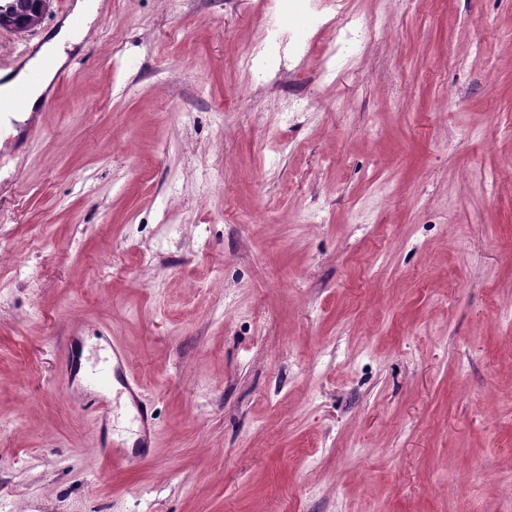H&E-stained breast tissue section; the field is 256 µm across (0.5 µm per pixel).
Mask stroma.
Wrapping results in <instances>:
<instances>
[{
    "label": "stroma",
    "instance_id": "obj_1",
    "mask_svg": "<svg viewBox=\"0 0 512 512\" xmlns=\"http://www.w3.org/2000/svg\"><path fill=\"white\" fill-rule=\"evenodd\" d=\"M0 29V74L72 16ZM112 0L0 165V512H512V0ZM155 410L114 476L65 367ZM344 0H268V20L261 41L249 46L243 52V62L248 68L265 70L275 66L278 70L285 60V53L298 54L310 46V32L321 29V17L326 11L335 12L336 29L334 36L327 39L323 48L322 75L332 78L336 74V51L340 42L349 40H368L376 35V24H369L358 16L346 12ZM306 13L313 26L305 37L286 29L281 24L284 12ZM111 346V344L109 343ZM112 360L107 359L103 366L93 369L85 375V381L90 386V392L96 395L99 389L106 388L111 382H118L122 386L121 392H126L130 407L133 411L134 421L137 424L138 441L132 448H151L155 436L154 417L150 407L141 399L140 385L131 379L127 373L129 364L124 350L112 342Z\"/></svg>",
    "mask_w": 512,
    "mask_h": 512
}]
</instances>
